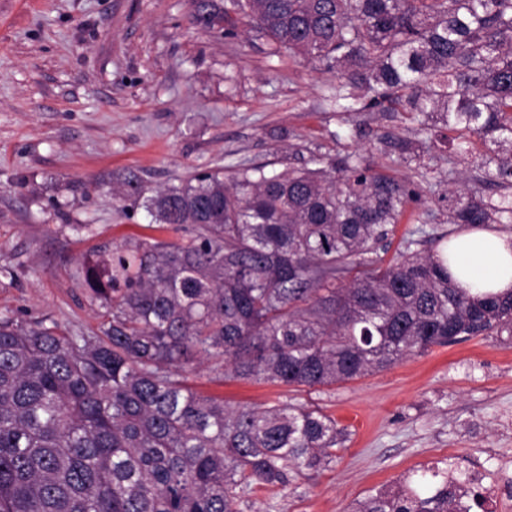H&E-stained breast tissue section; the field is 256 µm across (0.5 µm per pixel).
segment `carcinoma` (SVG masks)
<instances>
[{
	"label": "carcinoma",
	"mask_w": 512,
	"mask_h": 512,
	"mask_svg": "<svg viewBox=\"0 0 512 512\" xmlns=\"http://www.w3.org/2000/svg\"><path fill=\"white\" fill-rule=\"evenodd\" d=\"M234 12L271 52L336 71L338 112L396 111L485 149L486 197L448 179L450 224L512 223V0H196ZM313 167L198 173L146 198L175 243L104 249L82 285L105 308L93 336L0 319V512H238L250 484L336 459L348 432L316 409L230 408L189 389L194 358L243 380L313 388L436 345L512 336V294L456 288L410 239L382 267L414 194L347 155ZM448 473L377 492L355 512H456Z\"/></svg>",
	"instance_id": "1"
}]
</instances>
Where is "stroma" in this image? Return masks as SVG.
<instances>
[{
    "label": "stroma",
    "instance_id": "1",
    "mask_svg": "<svg viewBox=\"0 0 512 512\" xmlns=\"http://www.w3.org/2000/svg\"><path fill=\"white\" fill-rule=\"evenodd\" d=\"M193 12V0H0V267L15 272L0 278V318L97 333L103 309L81 284L84 260L102 246L185 238L113 196L132 173L150 196L197 172H281L315 153L349 154L416 191L385 262L404 239L434 251L454 232L437 204L452 145L406 112L337 116L326 101L334 72L271 55L242 16L203 27ZM400 140L409 153L394 150ZM183 378L231 407L316 408L349 432L334 463L283 488L251 485L239 512H352L448 460L495 492L501 465L512 466L507 336L435 346L315 389L243 381L197 362Z\"/></svg>",
    "mask_w": 512,
    "mask_h": 512
}]
</instances>
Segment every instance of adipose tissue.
<instances>
[{
	"label": "adipose tissue",
	"mask_w": 512,
	"mask_h": 512,
	"mask_svg": "<svg viewBox=\"0 0 512 512\" xmlns=\"http://www.w3.org/2000/svg\"><path fill=\"white\" fill-rule=\"evenodd\" d=\"M442 254L449 278L467 293L512 292V234L492 224L465 227L449 238Z\"/></svg>",
	"instance_id": "adipose-tissue-1"
}]
</instances>
